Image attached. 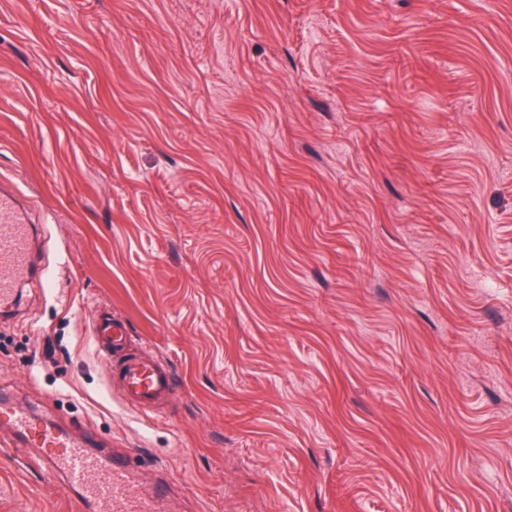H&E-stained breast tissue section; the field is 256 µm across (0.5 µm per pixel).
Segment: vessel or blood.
<instances>
[{
    "mask_svg": "<svg viewBox=\"0 0 512 512\" xmlns=\"http://www.w3.org/2000/svg\"><path fill=\"white\" fill-rule=\"evenodd\" d=\"M34 232L26 208L17 194L0 189V313L9 314L23 281L42 277ZM129 339L125 322L104 318L93 327V341L104 358L123 352ZM123 398L131 406H149L164 400L173 377L153 356L125 355L118 370ZM0 421L7 427L4 447L23 444L38 448L44 476L65 478L68 486L92 507L104 512H163L166 499L160 487L138 492L131 485L130 464L125 453L97 455L84 440L57 425L37 422L23 408L0 405Z\"/></svg>",
    "mask_w": 512,
    "mask_h": 512,
    "instance_id": "vessel-or-blood-1",
    "label": "vessel or blood"
}]
</instances>
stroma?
Here are the masks:
<instances>
[{"label": "stroma", "instance_id": "1", "mask_svg": "<svg viewBox=\"0 0 512 512\" xmlns=\"http://www.w3.org/2000/svg\"><path fill=\"white\" fill-rule=\"evenodd\" d=\"M0 182V393L171 512H512V0H0ZM36 456L0 512H88ZM26 207L3 184L0 189V312L11 313L18 288L25 280L43 276L37 257L33 228ZM129 339V329L125 322L104 318L93 327V341L103 354L109 367H112V355L125 348ZM123 398L130 406H149L164 400L173 386V377L151 355L126 356L118 370Z\"/></svg>", "mask_w": 512, "mask_h": 512}]
</instances>
